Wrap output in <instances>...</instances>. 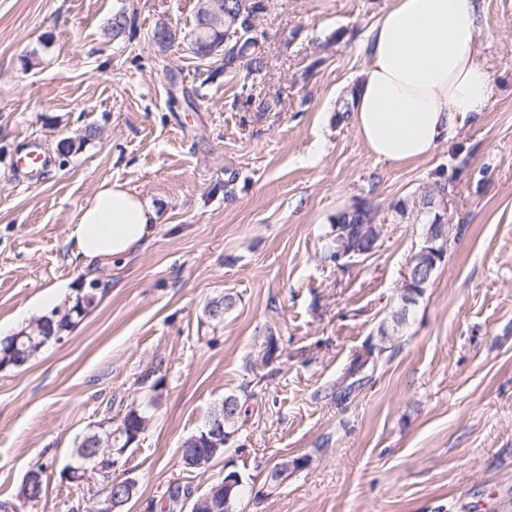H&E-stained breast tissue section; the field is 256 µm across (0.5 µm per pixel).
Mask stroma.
<instances>
[{"label":"stroma","instance_id":"35a3bbf8","mask_svg":"<svg viewBox=\"0 0 512 512\" xmlns=\"http://www.w3.org/2000/svg\"><path fill=\"white\" fill-rule=\"evenodd\" d=\"M264 2L267 68L249 77L153 41L163 22L188 32L198 0H0V337L32 327L51 287L78 297L99 283L61 340L0 371V512L41 463L47 493L31 512L94 506L105 482L61 473L85 434L139 404L151 421L112 470L137 481L124 512H162L173 486L200 494L230 470L243 512H512V0L481 3L486 111L395 166L339 111L392 0ZM64 137L75 143L59 164ZM32 142L53 159L46 179L13 165ZM439 178L446 256L382 341L425 232L394 205ZM106 181L159 222L131 257L85 266L67 229ZM358 202L378 247L340 266L325 255L331 225ZM227 293L236 305L210 319ZM269 337L273 356L246 371ZM371 345L382 354L341 393ZM230 394L242 410L228 450L187 468L183 440ZM286 457L302 468L260 495Z\"/></svg>","mask_w":512,"mask_h":512}]
</instances>
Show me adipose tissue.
Here are the masks:
<instances>
[{"instance_id":"1","label":"adipose tissue","mask_w":512,"mask_h":512,"mask_svg":"<svg viewBox=\"0 0 512 512\" xmlns=\"http://www.w3.org/2000/svg\"><path fill=\"white\" fill-rule=\"evenodd\" d=\"M480 10L479 0H393L372 26L353 122L376 159L426 158L455 138L459 116L484 111L491 80L476 54ZM155 222L147 200L105 182L70 224L67 241L89 265L129 255Z\"/></svg>"}]
</instances>
